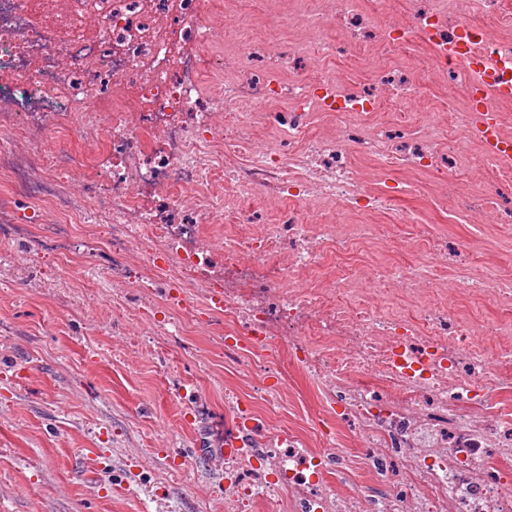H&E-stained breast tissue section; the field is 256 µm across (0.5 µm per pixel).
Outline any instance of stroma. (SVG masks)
Segmentation results:
<instances>
[{
  "label": "stroma",
  "instance_id": "35a3bbf8",
  "mask_svg": "<svg viewBox=\"0 0 512 512\" xmlns=\"http://www.w3.org/2000/svg\"><path fill=\"white\" fill-rule=\"evenodd\" d=\"M6 148L94 151L107 147L77 131L45 128L19 136L0 128ZM411 189L395 207L411 224H387L373 251L381 264L403 259L400 245L418 228L446 234L448 245H474L473 271L493 265L512 277V224H470L452 200L435 196L430 178L409 175ZM14 225L0 236V512H292L288 489L266 464L194 460L195 448L224 441V397L269 414V426L321 449L337 437L323 473L331 491L367 505L371 495L397 489L396 454L383 468L355 446L352 421L337 418L330 393L292 363L285 350L269 357L279 397L275 410L260 398L255 374L224 356V316L195 301L197 324L176 333L178 311L167 305L176 281L152 278L146 288H118L112 253L102 241L106 219L92 215L65 261L40 250L49 211L26 200L13 207ZM262 480L267 495L240 504L226 478Z\"/></svg>",
  "mask_w": 512,
  "mask_h": 512
}]
</instances>
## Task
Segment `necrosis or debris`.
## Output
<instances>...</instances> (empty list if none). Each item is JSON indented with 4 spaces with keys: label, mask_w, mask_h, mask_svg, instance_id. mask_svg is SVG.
<instances>
[{
    "label": "necrosis or debris",
    "mask_w": 512,
    "mask_h": 512,
    "mask_svg": "<svg viewBox=\"0 0 512 512\" xmlns=\"http://www.w3.org/2000/svg\"><path fill=\"white\" fill-rule=\"evenodd\" d=\"M40 3L0 0V93L34 88L49 102L82 100V111L53 116L63 129L111 145V191L88 180L89 210L108 218L114 256L146 240L166 257L162 265L150 255L142 266L118 270L117 285L139 281L147 269L194 293L222 296L225 335L247 339L227 345V358L252 364L278 341L314 383L335 386L336 403L354 418L370 459L383 463L394 449L404 461L405 487L376 497L373 512H512V471L502 466L512 457V377L504 373L512 366V324L479 325L458 313L444 277L470 267L473 251L449 249L446 238L428 233L422 243L404 242L407 259L354 261L363 245L379 240V216L405 190L401 182L386 184L399 170L429 175L436 193L457 198L473 223L512 224V208L473 189L484 175L511 184L512 161L484 151L476 165L463 164L484 142L478 109H503L492 85L512 81V0H371L368 10L360 0H310L308 9L267 24L334 26L312 50L314 75L291 74V42L267 49L242 42L214 75L223 101L205 110L196 94L207 60L180 54L176 43L208 48L217 27L234 31V9L218 21L209 0H75V15L57 20ZM379 5L388 23L375 21ZM417 41L428 48L421 67L388 66L393 51ZM264 52L287 80L251 73ZM462 53L484 61V73L461 65ZM356 57L379 71L372 88L328 75L331 60ZM111 85L135 95L104 106ZM428 88L444 100L465 99L454 117L459 135L446 137L435 124L416 137L407 120L367 128L370 114L418 108ZM318 112L332 121L327 133L312 131ZM216 145L224 152V188L201 200ZM88 163L84 153L40 150L19 164L0 152V175L13 195L50 207L51 233L61 243L84 223L85 210L57 189L54 176ZM372 180L380 190L368 189ZM266 198L280 202L270 221L257 207ZM219 213L234 233L202 246L203 225ZM340 213L365 221L334 223ZM331 260L339 267L335 280L309 285L308 273ZM219 262L224 273L216 276ZM457 292L511 304L512 279L469 275ZM251 427L238 462L259 448L287 483L294 512H358L354 501L313 479L318 452L293 435L258 442L259 422Z\"/></svg>",
    "instance_id": "necrosis-or-debris-1"
}]
</instances>
